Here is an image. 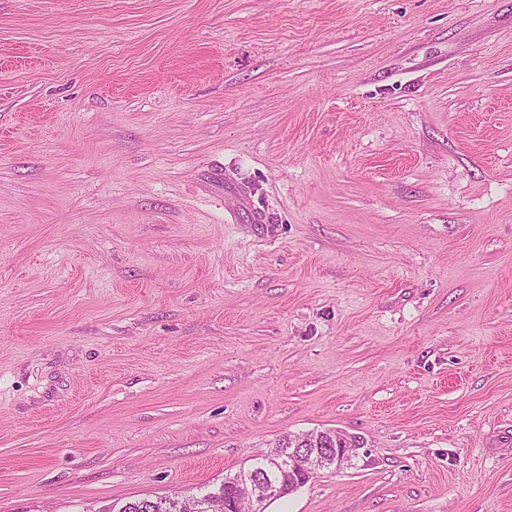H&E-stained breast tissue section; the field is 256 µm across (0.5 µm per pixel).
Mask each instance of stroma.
<instances>
[{
    "label": "stroma",
    "mask_w": 512,
    "mask_h": 512,
    "mask_svg": "<svg viewBox=\"0 0 512 512\" xmlns=\"http://www.w3.org/2000/svg\"><path fill=\"white\" fill-rule=\"evenodd\" d=\"M512 512V0H0V512ZM303 440L315 448H293L294 435H286L278 441L276 448H290L289 453L283 456V452L277 453L273 459L274 463L284 467L291 475L288 481L272 480L279 477L278 472L271 468L267 455L255 458L249 466L250 472L255 471L257 477L253 476L242 479L241 489L245 490L253 503L252 512H265L267 502L276 500L290 494V491L297 490L305 485L311 478L327 466L339 469L350 465L352 452L350 448H357L352 437L346 436L335 430H312L303 432ZM332 441L342 444V448H325ZM321 446V447H320ZM334 454V455H333ZM285 460L286 465L283 464ZM238 478L228 476L226 480L213 489H205L204 491L200 488V493L195 496L185 498H157L155 500L147 501L146 505L140 504L138 501H129L120 506L118 504H112L107 507L103 512H183L182 504L184 500H192L196 503L197 512H230L220 508V503L224 506L229 504L234 497L235 484Z\"/></svg>",
    "instance_id": "stroma-1"
}]
</instances>
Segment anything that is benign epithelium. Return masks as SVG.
Returning a JSON list of instances; mask_svg holds the SVG:
<instances>
[{
    "mask_svg": "<svg viewBox=\"0 0 512 512\" xmlns=\"http://www.w3.org/2000/svg\"><path fill=\"white\" fill-rule=\"evenodd\" d=\"M303 440L312 444V447L291 448L288 454L279 452L273 457L274 463L284 465L290 478L272 480L250 476L241 480V489L249 494L253 503V512H265L268 502L297 490L325 467L339 469L351 462V448L354 447L355 442L350 436L330 429L312 430L303 433ZM333 441L342 444V447H330Z\"/></svg>",
    "mask_w": 512,
    "mask_h": 512,
    "instance_id": "7a95c632",
    "label": "benign epithelium"
}]
</instances>
